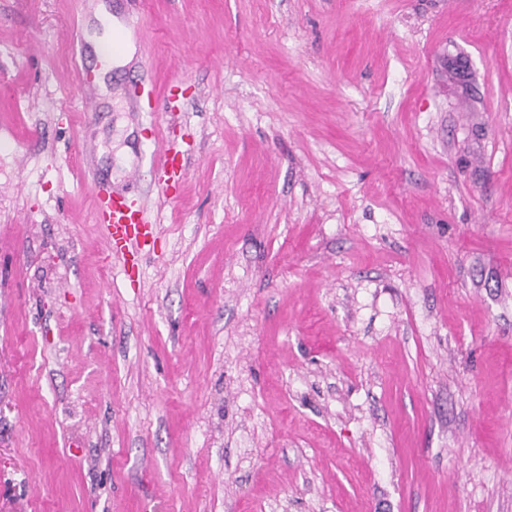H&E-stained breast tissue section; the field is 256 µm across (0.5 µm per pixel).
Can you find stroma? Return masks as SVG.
<instances>
[{"mask_svg": "<svg viewBox=\"0 0 512 512\" xmlns=\"http://www.w3.org/2000/svg\"><path fill=\"white\" fill-rule=\"evenodd\" d=\"M0 512H512V0H0ZM188 149L172 146L166 148L161 154L159 166L155 168L158 174V183L165 187L167 192L170 189L169 183L176 182L182 177L187 169ZM97 219L109 230L110 247L116 237L123 242V256L126 247H142L153 237V226L146 218L135 199L124 194L98 187Z\"/></svg>", "mask_w": 512, "mask_h": 512, "instance_id": "stroma-1", "label": "stroma"}]
</instances>
